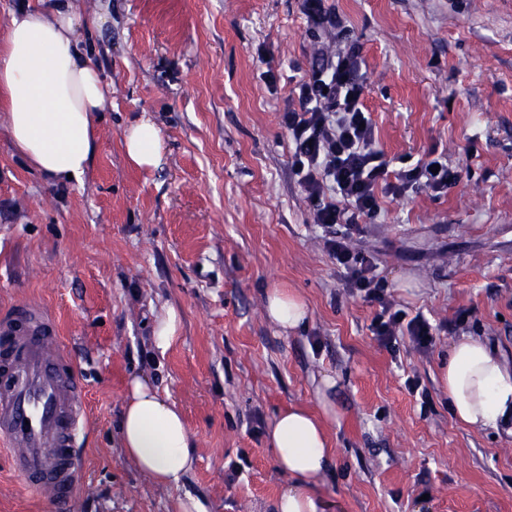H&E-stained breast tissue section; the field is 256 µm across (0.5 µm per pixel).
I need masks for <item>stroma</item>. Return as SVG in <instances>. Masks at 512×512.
I'll return each mask as SVG.
<instances>
[{"label": "stroma", "mask_w": 512, "mask_h": 512, "mask_svg": "<svg viewBox=\"0 0 512 512\" xmlns=\"http://www.w3.org/2000/svg\"><path fill=\"white\" fill-rule=\"evenodd\" d=\"M302 4L77 0L112 85L82 182L33 171L0 111V312L46 304L89 390L88 487L67 512H176L189 496L208 512H275L288 478L267 427L291 406L321 412L326 374V512H512V435L459 423L439 381L461 335L512 361V0H328L361 47L390 170L435 149L462 172L442 195L385 201L351 236L408 316L467 313L426 349L378 343L376 306L348 290L292 172L282 113L314 62ZM142 116L165 144L151 170L123 152ZM276 285L309 306L296 333L265 316ZM167 307L181 331L161 354ZM135 375L184 412L196 463L180 485L155 484L119 446ZM0 512L60 510L0 457ZM180 332V318L177 311L166 308L157 318L152 341L155 349L163 354L176 342Z\"/></svg>", "instance_id": "stroma-1"}]
</instances>
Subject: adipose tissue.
<instances>
[{"label":"adipose tissue","mask_w":512,"mask_h":512,"mask_svg":"<svg viewBox=\"0 0 512 512\" xmlns=\"http://www.w3.org/2000/svg\"><path fill=\"white\" fill-rule=\"evenodd\" d=\"M80 15L72 0H34L14 11L0 42V104L15 152L49 179L81 180L98 148L93 115L102 111L110 87L81 47ZM128 162L158 168L163 141L148 118L124 133ZM265 315L285 332L304 325L309 312L293 290L266 292ZM440 382L454 417L478 428H498L512 420V368L474 336L454 340L440 366ZM119 440L126 456L161 486L180 482L193 467L194 445L184 414L147 380L132 377ZM276 468L288 486L276 512H325L316 492L331 461L325 421L307 410L289 408L268 429Z\"/></svg>","instance_id":"obj_1"}]
</instances>
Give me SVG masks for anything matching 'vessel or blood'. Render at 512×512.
I'll return each instance as SVG.
<instances>
[{"label": "vessel or blood", "mask_w": 512, "mask_h": 512, "mask_svg": "<svg viewBox=\"0 0 512 512\" xmlns=\"http://www.w3.org/2000/svg\"><path fill=\"white\" fill-rule=\"evenodd\" d=\"M88 408L53 314L23 301L0 315V448L28 491L64 506L83 490Z\"/></svg>", "instance_id": "vessel-or-blood-1"}]
</instances>
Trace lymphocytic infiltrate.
I'll return each instance as SVG.
<instances>
[{
  "mask_svg": "<svg viewBox=\"0 0 512 512\" xmlns=\"http://www.w3.org/2000/svg\"><path fill=\"white\" fill-rule=\"evenodd\" d=\"M303 13L319 60L294 88L297 106L287 108L282 117L292 145L293 172L330 255L345 270L347 287L378 305L372 323L377 340L391 348L406 336L419 347H430L435 327L423 316L410 318L395 308L375 273L373 257L353 252L346 239L360 222L381 217V197L402 199L421 190L439 195L456 185L461 174L441 153L389 173L364 105L365 62L359 46L332 49L330 42L343 26L325 0H303Z\"/></svg>",
  "mask_w": 512,
  "mask_h": 512,
  "instance_id": "1",
  "label": "lymphocytic infiltrate"
}]
</instances>
